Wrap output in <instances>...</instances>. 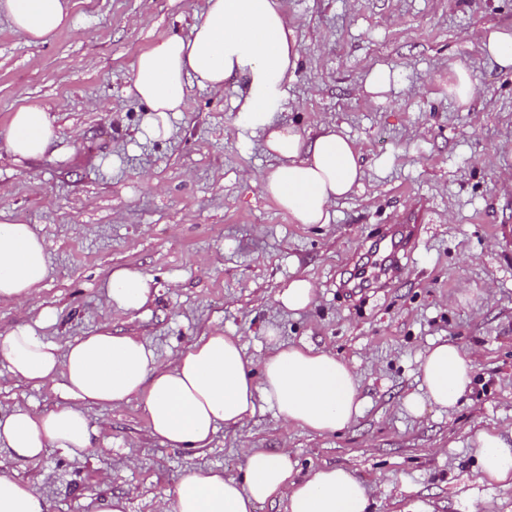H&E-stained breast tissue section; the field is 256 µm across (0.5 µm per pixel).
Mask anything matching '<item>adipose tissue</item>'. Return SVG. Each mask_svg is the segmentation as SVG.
<instances>
[{"label":"adipose tissue","instance_id":"obj_1","mask_svg":"<svg viewBox=\"0 0 512 512\" xmlns=\"http://www.w3.org/2000/svg\"><path fill=\"white\" fill-rule=\"evenodd\" d=\"M0 16L34 44L73 23L68 0H0ZM290 33L278 0H206L188 35L165 37L138 55L128 92L147 108L141 138L165 140L193 87L219 90L229 79L241 81L236 126L243 134H262L278 161L262 177L264 194L297 223L326 224L331 206L363 177L362 151L337 127L306 137L295 125L276 121L302 57ZM56 139L47 108L27 104L13 112L5 145L20 161L43 156ZM48 272L45 244L32 225L0 220V301L25 303ZM104 288L107 304L124 311L142 309L152 294L150 278L128 268L113 270ZM54 320L46 309L37 325H18L0 338V363L15 379L37 385L62 379L73 400L49 413H0V451L18 461L37 462L51 448L74 457L95 452L105 425L91 422L90 405L139 401L150 435L184 449L207 447L220 426L243 423L266 407L320 435L349 426L363 412L358 377L346 362L307 345L285 344L271 328L266 334L272 348L256 379L239 337L218 330L169 366L137 337L115 336L106 328L59 351L37 332ZM474 360L452 343L429 348L421 391L405 399L406 410L419 415L429 405L454 407L472 384ZM473 446L481 480L512 485V436L482 430ZM295 466L288 450L248 448L242 477L187 469L158 510L255 512L257 505L278 501L285 512H369L367 489L350 470L323 466L298 480ZM0 512H48V504L30 482L0 470Z\"/></svg>","mask_w":512,"mask_h":512}]
</instances>
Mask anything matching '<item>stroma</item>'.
<instances>
[{
	"label": "stroma",
	"instance_id": "1",
	"mask_svg": "<svg viewBox=\"0 0 512 512\" xmlns=\"http://www.w3.org/2000/svg\"><path fill=\"white\" fill-rule=\"evenodd\" d=\"M304 48L277 119L313 133L336 125L359 142L362 187L327 224H299L268 199L259 177L275 166L257 136L239 138L237 81L193 88L164 141L138 137L145 107L128 95L132 65L154 41L188 34L205 0H70L74 27L34 45L0 18V212L34 225L50 273L28 304L0 302V337L56 314L41 333L59 350L111 329L175 364L214 331L239 337L253 363L275 328L353 365L366 400L349 427L318 435L271 409L220 428L205 448H170L150 436L138 402L90 406L107 421L104 452L59 448L38 462L0 454V470L33 484L49 512H94L108 493L129 512H156L162 493L192 467L241 476L242 449H288L299 476L348 468L371 512H512V486L481 481L471 441L512 428V71L501 70L471 30L512 32V0H280ZM462 64L471 105L448 96ZM377 67L389 92L364 93ZM48 107L58 141L43 157L14 161L3 136L25 104ZM405 227L408 258L373 268L387 231ZM127 267L154 292L138 311L107 305L104 283ZM366 276L355 288L358 276ZM296 277L318 289L292 313L275 296ZM451 341L477 354L473 383L450 409L409 415L421 356ZM57 383L16 381L0 365V411L47 413L65 405ZM135 466H128V459Z\"/></svg>",
	"mask_w": 512,
	"mask_h": 512
}]
</instances>
